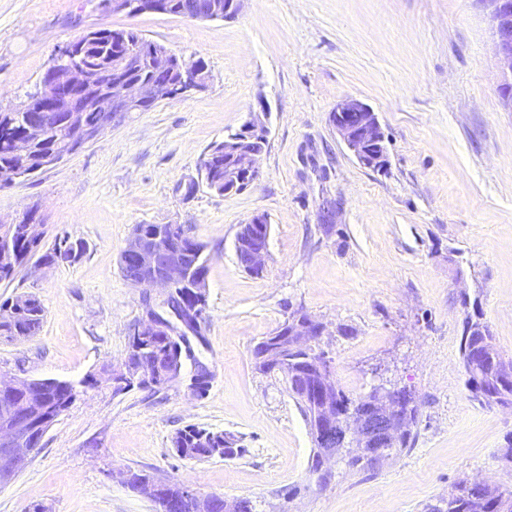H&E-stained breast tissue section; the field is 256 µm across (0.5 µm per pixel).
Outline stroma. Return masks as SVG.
Segmentation results:
<instances>
[{
	"instance_id": "stroma-1",
	"label": "stroma",
	"mask_w": 512,
	"mask_h": 512,
	"mask_svg": "<svg viewBox=\"0 0 512 512\" xmlns=\"http://www.w3.org/2000/svg\"><path fill=\"white\" fill-rule=\"evenodd\" d=\"M97 28H131L202 60L208 82L0 188V219L31 212L47 239L86 244L75 261L28 264L0 281V301L29 293L45 309L36 336L0 337V374L79 389L0 488V512H155L121 483L123 469L248 498L256 512H424L463 479L512 490L502 459L512 408L471 398L460 353L477 316L512 357V107L485 0H245L230 21L106 15L98 0H0V112ZM346 97L376 113L383 169L360 165L331 125ZM260 109L270 134L259 178L225 195L200 183L210 146ZM256 215L270 226L260 276L234 250ZM138 224H184L206 246V324L194 346L214 374L204 396L183 382L116 392L102 380L124 362L141 312V289L119 269ZM297 309L324 324L317 345L347 395L383 382L415 394L412 447L373 471L332 462L318 484L284 377L259 373L252 356ZM188 425L235 435L242 455L179 458L171 439Z\"/></svg>"
}]
</instances>
